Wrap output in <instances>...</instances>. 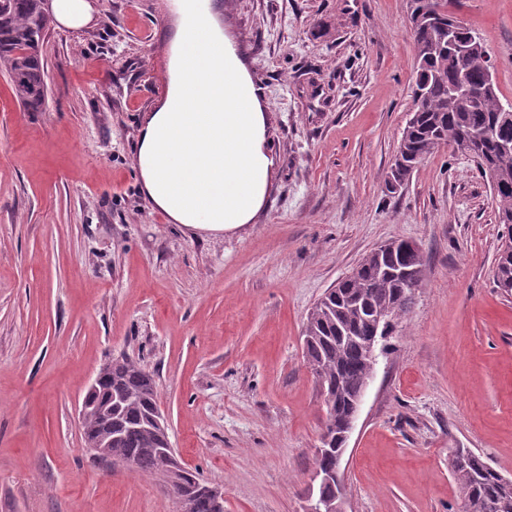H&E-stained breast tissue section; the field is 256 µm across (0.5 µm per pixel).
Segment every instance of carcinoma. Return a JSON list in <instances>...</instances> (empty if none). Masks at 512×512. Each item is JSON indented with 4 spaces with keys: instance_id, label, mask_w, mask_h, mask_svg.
Listing matches in <instances>:
<instances>
[{
    "instance_id": "cac0c4a2",
    "label": "carcinoma",
    "mask_w": 512,
    "mask_h": 512,
    "mask_svg": "<svg viewBox=\"0 0 512 512\" xmlns=\"http://www.w3.org/2000/svg\"><path fill=\"white\" fill-rule=\"evenodd\" d=\"M434 6V18L424 13L410 16V37L419 50L415 88L423 89L424 97L407 121L400 148L421 161L442 147L456 148L477 127L512 137V112L500 111L497 84L478 102L448 97V81L456 71L469 70L479 86L489 60L480 41L465 56L438 42V25L448 26L457 17L448 11V0H434ZM49 23L44 0H0V63L16 100L29 112L46 108L40 46ZM473 161L498 183V223L505 228L503 239L512 241V155L488 139L476 146ZM396 254V241L386 242L385 250L367 260L358 275L338 281L307 318L305 360L328 395L355 391L370 369L357 341L375 330L374 316L387 310L402 288L391 274ZM494 278L496 287L512 294V249L498 251ZM104 372L97 391L86 393L80 413L83 434L101 444L94 455L110 462L129 461L144 475H160L175 498H182L197 475L176 461L165 463L168 441L155 423L160 410L152 376L131 359L114 362ZM449 464L459 492V512H512V491L503 488L498 472L481 455L465 448L462 455L450 457ZM193 503V512H213L201 485L195 487Z\"/></svg>"
}]
</instances>
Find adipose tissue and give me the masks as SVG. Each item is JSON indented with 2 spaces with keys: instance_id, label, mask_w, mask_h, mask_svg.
Instances as JSON below:
<instances>
[{
  "instance_id": "1",
  "label": "adipose tissue",
  "mask_w": 512,
  "mask_h": 512,
  "mask_svg": "<svg viewBox=\"0 0 512 512\" xmlns=\"http://www.w3.org/2000/svg\"><path fill=\"white\" fill-rule=\"evenodd\" d=\"M206 83L223 84V98L197 96ZM167 95L141 120L133 163L142 193L171 223L193 230L224 232L252 223L276 160L267 114L233 44L201 67L182 69ZM174 97L186 99L187 111H171Z\"/></svg>"
}]
</instances>
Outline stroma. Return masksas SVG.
<instances>
[{
	"instance_id": "1",
	"label": "stroma",
	"mask_w": 512,
	"mask_h": 512,
	"mask_svg": "<svg viewBox=\"0 0 512 512\" xmlns=\"http://www.w3.org/2000/svg\"><path fill=\"white\" fill-rule=\"evenodd\" d=\"M51 22L47 109L0 67V512H178L160 476L105 464L78 411L128 358L157 386L182 465L224 512H306L324 422L303 356L312 307L379 244L418 243L423 282L341 463L347 512H458L449 453L512 477V295L475 162L438 150L387 182L413 108L410 0H223L267 104L274 183L254 223L192 234L141 193L139 121L169 0H91ZM512 102V0H450ZM56 19L67 27H84L94 20V7L88 0H53ZM501 245L495 258L494 278L496 287L512 294V248L503 250Z\"/></svg>"
}]
</instances>
